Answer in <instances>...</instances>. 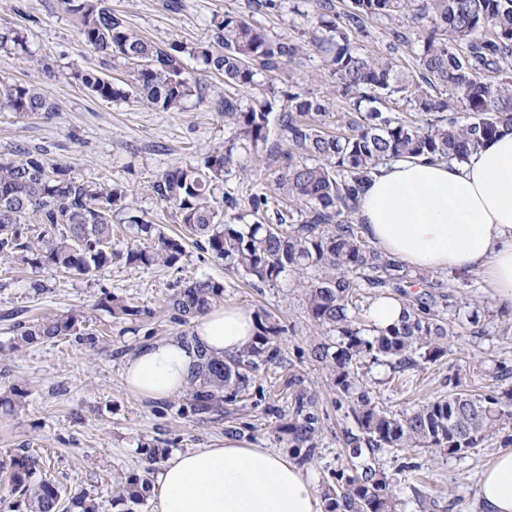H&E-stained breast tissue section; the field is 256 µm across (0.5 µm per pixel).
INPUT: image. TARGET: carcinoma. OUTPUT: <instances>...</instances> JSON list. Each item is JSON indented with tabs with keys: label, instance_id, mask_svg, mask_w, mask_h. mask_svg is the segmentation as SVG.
Instances as JSON below:
<instances>
[{
	"label": "carcinoma",
	"instance_id": "carcinoma-1",
	"mask_svg": "<svg viewBox=\"0 0 512 512\" xmlns=\"http://www.w3.org/2000/svg\"><path fill=\"white\" fill-rule=\"evenodd\" d=\"M107 0H65L78 18L85 44L109 57L133 63V83L123 91L106 76L77 75L102 99L131 97L144 107L180 112L200 96L202 86L185 70L183 56L201 61L234 89L252 91L247 105L227 93L214 102L233 135L197 164L173 166L150 183L153 196L174 210L184 233L254 288L274 287L288 274L304 276L308 315L324 331L312 358L328 369L336 409L348 408L356 431L344 432L351 465L336 471L325 487L327 512H397L380 456L391 450L432 447L449 455L479 447L512 420V388L472 394L459 389L410 413L381 409L364 375L363 360L395 370L435 363L454 335L447 314L452 295L433 292V273L416 271L383 254L366 240L355 220L361 184L378 165L400 158L463 160L498 133L512 130V0H351L347 24H340L334 0H316L312 46L332 79L331 94L349 105L343 118L349 133L326 130L331 99L294 81L292 64L302 65L304 45L271 36L235 13L214 21L212 39L187 47L160 46L130 27ZM413 12L418 26L386 32L389 50L419 46L417 69L393 55L362 52L351 30L365 22ZM29 53L24 31L0 23V51ZM270 83L262 85L256 76ZM288 84L279 90L274 81ZM402 94L423 122L395 119L380 105ZM0 104L23 115L54 112V98L33 85L0 80ZM465 117H460V114ZM278 140L269 143L270 125ZM269 154L279 162L274 186L302 208L269 214L265 193L248 196V211L224 190L228 177L249 176V162ZM132 239L112 250L114 223ZM183 238L167 234L131 211L125 186L85 182L68 166L50 163L41 151L20 148L0 158V261L47 266L58 273L91 277L119 258L131 268L172 267L184 257ZM420 291L411 293L412 287ZM381 289L393 290L404 306L400 324L374 329L360 318L362 302ZM224 300V284L211 278L185 284L166 301L173 319L186 325ZM116 318L138 316L126 299L105 294ZM255 339L237 355H204L185 400L198 415L222 411L224 401L246 392L260 365L277 358L284 326L265 310L254 314ZM81 316L60 314L19 321L13 348L52 342L76 333ZM291 393L288 435L293 448L315 449L319 417L315 394L301 386ZM12 493L25 512H99L98 499L82 491L61 508L59 487L44 473L43 458L23 453L7 463ZM149 496L148 479L128 476L112 496L122 512H137Z\"/></svg>",
	"mask_w": 512,
	"mask_h": 512
}]
</instances>
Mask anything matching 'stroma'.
Masks as SVG:
<instances>
[{"mask_svg":"<svg viewBox=\"0 0 512 512\" xmlns=\"http://www.w3.org/2000/svg\"><path fill=\"white\" fill-rule=\"evenodd\" d=\"M280 7L256 9L253 0H107L130 26L159 45L208 42L212 20L230 11L245 16L271 35L304 37L314 0H279ZM21 28L29 54L0 52V79L30 83L49 91L58 109L49 115L22 116L0 105V157L16 147L41 148L49 162L68 165L74 177L97 183H120L129 191L133 212L182 232L174 212L149 190L153 177L177 163L193 162L229 136L213 108L225 92L224 80L205 73L188 59L192 77L204 87L183 111L160 112L124 99L106 101L92 95L77 78L94 70L125 88L133 73L123 59L109 58L85 46L76 19L63 0H0V22ZM175 266L133 269L122 262L91 278L62 275L45 266L0 265V392L18 385L27 395L15 408L0 406V463L23 451L42 455L46 472L64 495L93 493L111 506L112 490L124 476L145 474L146 448L167 452L206 448L237 439L255 448L289 449L288 380L300 378L318 398L320 433L304 469L317 490L333 483L347 464L344 431L355 421L337 410L328 372L313 361L310 348L320 337L311 322L304 290L295 276L277 286L252 288L222 261L192 241ZM203 278L223 282L225 302L254 312L266 309L285 328L279 355L260 366L247 396L225 401L222 412L202 417L191 412L181 395L152 399L125 383L123 365L143 345L167 336L191 334L174 321L167 298L185 283ZM437 280L443 294L454 295L449 315L455 329L447 352L437 362L407 372L364 362L362 370L380 408L395 414L413 411L448 395L454 385L486 392L512 388V321L501 318L480 277L461 279L445 273ZM124 297L143 310L136 319L113 318L100 301L105 293ZM72 311L94 342L64 336L51 343L12 349L7 314L33 319ZM479 324H471V314ZM512 451V425L455 456L430 448L386 454L382 467L391 480L398 512H479L478 482L496 455Z\"/></svg>","mask_w":512,"mask_h":512,"instance_id":"stroma-1","label":"stroma"}]
</instances>
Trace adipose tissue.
I'll use <instances>...</instances> for the list:
<instances>
[{
	"label": "adipose tissue",
	"mask_w": 512,
	"mask_h": 512,
	"mask_svg": "<svg viewBox=\"0 0 512 512\" xmlns=\"http://www.w3.org/2000/svg\"><path fill=\"white\" fill-rule=\"evenodd\" d=\"M358 217L379 250L420 270L481 273L495 303L512 310V132L465 161L399 159L375 169ZM254 319L227 303L199 317L190 338L152 341L127 359L126 384L151 398L187 388L199 351L235 355ZM153 512H322L308 474L288 455L227 439L171 455L150 477ZM482 512H512V452L497 455L479 483Z\"/></svg>",
	"instance_id": "1"
}]
</instances>
